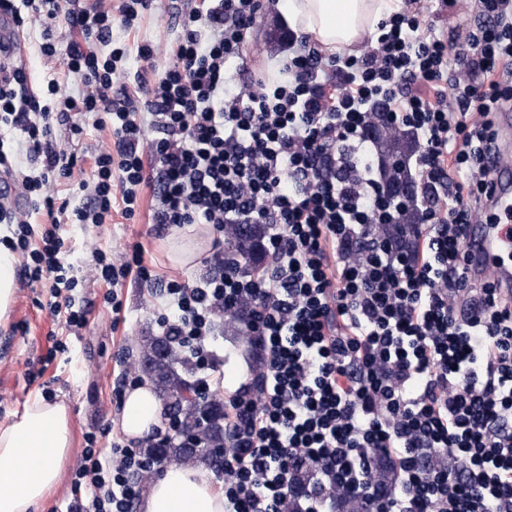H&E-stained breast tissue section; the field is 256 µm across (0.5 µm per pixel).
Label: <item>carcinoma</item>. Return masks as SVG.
I'll return each mask as SVG.
<instances>
[{
  "instance_id": "cac0c4a2",
  "label": "carcinoma",
  "mask_w": 512,
  "mask_h": 512,
  "mask_svg": "<svg viewBox=\"0 0 512 512\" xmlns=\"http://www.w3.org/2000/svg\"><path fill=\"white\" fill-rule=\"evenodd\" d=\"M381 133L374 144L381 164L383 181L409 184L404 159L414 149L410 134L379 125ZM262 224H229L224 227V248L239 257L245 269L256 270L261 263ZM247 310L224 312V330L251 347L245 328ZM138 370L154 386L178 424L177 434L149 443L143 454L150 460L176 465H204L220 474L215 449L225 447L224 400L214 393L201 394L184 373L189 371L182 349L169 336H142L139 341Z\"/></svg>"
}]
</instances>
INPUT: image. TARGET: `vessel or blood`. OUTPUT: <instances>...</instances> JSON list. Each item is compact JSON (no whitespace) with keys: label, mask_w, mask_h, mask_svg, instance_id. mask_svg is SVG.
Returning <instances> with one entry per match:
<instances>
[{"label":"vessel or blood","mask_w":512,"mask_h":512,"mask_svg":"<svg viewBox=\"0 0 512 512\" xmlns=\"http://www.w3.org/2000/svg\"><path fill=\"white\" fill-rule=\"evenodd\" d=\"M512 153V107L501 112L497 149L488 164L494 185L489 206L502 220L497 224L471 225L468 234L469 259L474 277L493 275L504 289L512 288V267L503 265V255L512 254V167L502 158Z\"/></svg>","instance_id":"obj_1"}]
</instances>
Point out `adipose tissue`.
<instances>
[{"mask_svg":"<svg viewBox=\"0 0 512 512\" xmlns=\"http://www.w3.org/2000/svg\"><path fill=\"white\" fill-rule=\"evenodd\" d=\"M293 28L322 50L335 53L372 36L400 0H283ZM162 404L149 384L126 390L122 429L126 437H148L162 418ZM70 454V408L62 401H32L0 427V512H34L60 482ZM25 457V468L15 461ZM140 512H224V494L200 467H173L153 481Z\"/></svg>","mask_w":512,"mask_h":512,"instance_id":"adipose-tissue-1","label":"adipose tissue"}]
</instances>
